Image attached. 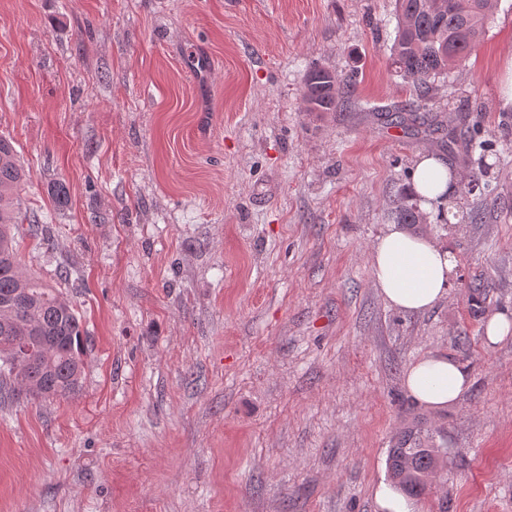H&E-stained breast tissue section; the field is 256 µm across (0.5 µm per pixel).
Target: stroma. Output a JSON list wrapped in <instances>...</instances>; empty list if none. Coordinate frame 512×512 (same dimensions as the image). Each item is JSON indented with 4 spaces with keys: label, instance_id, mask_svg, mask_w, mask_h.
Wrapping results in <instances>:
<instances>
[{
    "label": "stroma",
    "instance_id": "stroma-1",
    "mask_svg": "<svg viewBox=\"0 0 512 512\" xmlns=\"http://www.w3.org/2000/svg\"><path fill=\"white\" fill-rule=\"evenodd\" d=\"M395 35L394 0H0V135L47 225L19 233L24 269L68 270L89 336L75 397L0 394V512H374L416 429L448 451L421 512H512V337H485L512 317V0L399 125ZM313 65L351 77L337 111H305ZM426 152L491 192L423 210L457 276L408 314L369 251ZM436 353L472 377L443 410L403 385ZM511 322L501 313H494L486 321V338L496 344L503 341L510 334Z\"/></svg>",
    "mask_w": 512,
    "mask_h": 512
}]
</instances>
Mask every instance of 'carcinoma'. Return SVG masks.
<instances>
[{
	"instance_id": "carcinoma-1",
	"label": "carcinoma",
	"mask_w": 512,
	"mask_h": 512,
	"mask_svg": "<svg viewBox=\"0 0 512 512\" xmlns=\"http://www.w3.org/2000/svg\"><path fill=\"white\" fill-rule=\"evenodd\" d=\"M397 32L390 47L389 67L413 82L417 100L427 99L435 79L447 77L486 34L491 0H394ZM351 79L319 66L304 78L307 112H334L348 94ZM29 179L12 142L0 136V318L5 309L21 310L36 339L19 350L18 362L41 384L46 397L68 398L79 391L87 336L81 317L61 291L22 270L16 230L23 223L14 202ZM474 172L461 184L464 196L476 190L489 193ZM400 224H418L415 207H396ZM446 448H423L403 439L387 451L389 477L409 496L425 492V474L442 467Z\"/></svg>"
}]
</instances>
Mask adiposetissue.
Returning a JSON list of instances; mask_svg holds the SVG:
<instances>
[{
    "label": "adipose tissue",
    "mask_w": 512,
    "mask_h": 512,
    "mask_svg": "<svg viewBox=\"0 0 512 512\" xmlns=\"http://www.w3.org/2000/svg\"><path fill=\"white\" fill-rule=\"evenodd\" d=\"M458 176L438 157L422 156L414 172V190L422 207H430L455 187ZM373 280L387 304L406 313L433 309L448 294L456 274L452 253L435 238L389 224L377 236L370 256ZM405 387L416 401L445 408L463 398L469 371L457 360L431 354L411 364Z\"/></svg>",
    "instance_id": "adipose-tissue-1"
}]
</instances>
